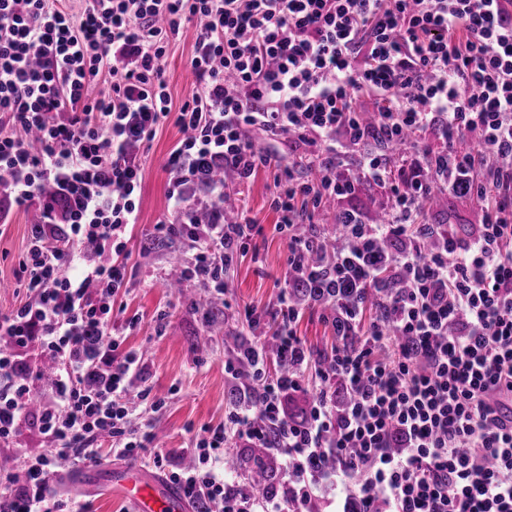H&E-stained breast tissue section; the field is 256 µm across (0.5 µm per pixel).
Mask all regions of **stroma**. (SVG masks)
Returning a JSON list of instances; mask_svg holds the SVG:
<instances>
[{"instance_id":"obj_1","label":"stroma","mask_w":512,"mask_h":512,"mask_svg":"<svg viewBox=\"0 0 512 512\" xmlns=\"http://www.w3.org/2000/svg\"><path fill=\"white\" fill-rule=\"evenodd\" d=\"M194 36L185 32L173 41L164 58L169 92L174 104H181L192 91L189 59ZM182 134L173 124L164 125L144 154L142 193L138 222L128 249L131 289L117 300L114 318L124 329L125 349L142 352L146 361L144 383L165 407L153 416L154 444L185 462L194 435L206 425L224 420L234 382L224 372V358L237 344L248 340L252 331L245 318L248 307L268 308L278 295L276 284L287 268L288 245L273 229L276 215L269 200L272 177L263 172L246 188L250 213L264 225L263 235L251 242L247 253L226 273L228 290L223 312L208 320L197 306L166 288L157 278L167 271L173 256L183 255L182 244L167 241L150 244L155 224L168 219L169 174L164 162ZM30 212L12 209L0 234V313L9 312L21 299L16 270L30 229ZM165 316L163 335L155 333V317ZM295 330L314 351L330 353L336 334L319 306L305 307ZM99 476L89 468L74 469L59 477V490L83 496L92 512H127L122 499L104 494Z\"/></svg>"}]
</instances>
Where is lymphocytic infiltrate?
Returning a JSON list of instances; mask_svg holds the SVG:
<instances>
[{
  "label": "lymphocytic infiltrate",
  "instance_id": "f902f5d3",
  "mask_svg": "<svg viewBox=\"0 0 512 512\" xmlns=\"http://www.w3.org/2000/svg\"><path fill=\"white\" fill-rule=\"evenodd\" d=\"M59 2L0 0V191L41 215L24 296L0 314V512H90L51 493L61 461L145 450L199 512H322L323 475L358 512H512V424L493 403L512 391V0H84L77 14ZM187 28L194 88L176 107L162 61ZM168 122L184 134L165 164L175 219L153 235L192 250L187 281L224 295L263 232L244 202L196 222L185 189L224 197L215 169L240 189L272 169L288 242L274 309L245 311L253 328L273 322L281 370L268 375L260 340L237 347L224 370L248 383L195 436L189 467L134 427L137 402H165L137 389L144 358L112 322L143 150ZM255 133L286 137L289 163ZM366 186L387 197L373 224L345 204ZM437 191L480 201L474 222L422 219ZM329 200L332 227L314 221ZM298 285L341 338L329 362L296 334ZM371 296L382 314L368 321ZM297 398L299 416L284 407ZM25 427L38 444L22 450ZM233 437L279 460L275 489L220 469Z\"/></svg>",
  "mask_w": 512,
  "mask_h": 512
}]
</instances>
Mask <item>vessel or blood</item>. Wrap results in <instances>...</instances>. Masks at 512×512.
Wrapping results in <instances>:
<instances>
[{"label": "vessel or blood", "instance_id": "b4317fda", "mask_svg": "<svg viewBox=\"0 0 512 512\" xmlns=\"http://www.w3.org/2000/svg\"><path fill=\"white\" fill-rule=\"evenodd\" d=\"M101 471L104 486L118 490L132 512H189V503L179 489L162 479L145 476L140 468L107 464Z\"/></svg>", "mask_w": 512, "mask_h": 512}]
</instances>
